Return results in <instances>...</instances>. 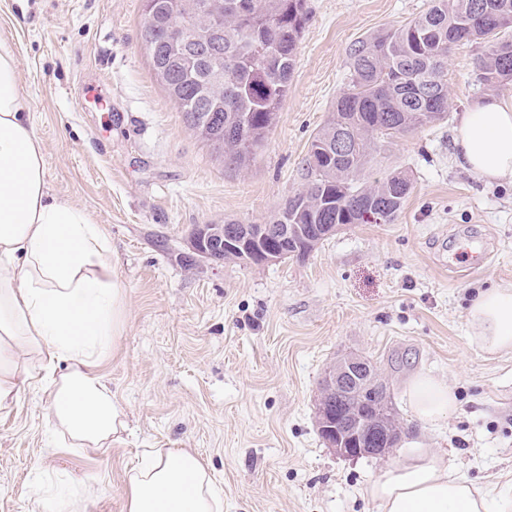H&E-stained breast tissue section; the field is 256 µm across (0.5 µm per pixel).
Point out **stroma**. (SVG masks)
<instances>
[{
	"label": "stroma",
	"instance_id": "1",
	"mask_svg": "<svg viewBox=\"0 0 512 512\" xmlns=\"http://www.w3.org/2000/svg\"><path fill=\"white\" fill-rule=\"evenodd\" d=\"M288 96L264 146L225 164L187 125L155 77L144 0H0L51 194L85 208L112 242L125 289L124 330L99 367L124 427L105 448L55 434L50 399L28 379L0 411V512H31L59 477L83 512H123L147 448H187L224 490V512H376L367 485L397 453L345 459L315 423L319 384L341 355L373 360L391 387L402 442L447 451L480 483L512 480V353L471 347L476 289L512 283V183L485 184L454 156L456 116L487 95L479 44L448 56L444 120L379 142L365 174L405 173L412 191L390 224H349L305 258L268 265L201 261L197 224H260L302 183L314 134L348 81L351 45L405 24L431 0H307ZM102 94L98 109L88 90ZM492 256L472 269L468 244ZM424 371L459 407L426 424L405 381Z\"/></svg>",
	"mask_w": 512,
	"mask_h": 512
}]
</instances>
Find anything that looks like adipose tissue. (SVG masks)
<instances>
[{"label":"adipose tissue","mask_w":512,"mask_h":512,"mask_svg":"<svg viewBox=\"0 0 512 512\" xmlns=\"http://www.w3.org/2000/svg\"><path fill=\"white\" fill-rule=\"evenodd\" d=\"M455 156L484 183L512 181V104L490 97L457 118ZM45 151L18 72L0 35V411L24 376L44 374L55 430L79 448L112 443L122 411L99 361L123 330L124 288L112 246L89 213L49 193ZM471 345L512 352V285L482 290L467 310ZM404 394L416 419L436 423L457 407L453 387L413 375ZM377 512H512V484H479L446 452L410 444L365 490ZM126 512H224V493L186 448H154L126 485Z\"/></svg>","instance_id":"obj_1"}]
</instances>
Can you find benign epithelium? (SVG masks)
Here are the masks:
<instances>
[{
	"instance_id": "obj_1",
	"label": "benign epithelium",
	"mask_w": 512,
	"mask_h": 512,
	"mask_svg": "<svg viewBox=\"0 0 512 512\" xmlns=\"http://www.w3.org/2000/svg\"><path fill=\"white\" fill-rule=\"evenodd\" d=\"M338 224H200L191 236V249L203 261L214 260L224 247L252 252L260 264L281 260L275 242L294 238L309 249L334 234ZM347 403L343 417L336 404ZM393 396L375 364L352 355L339 360L322 378L316 408V425L329 448L346 459L384 456L400 434L394 429Z\"/></svg>"
}]
</instances>
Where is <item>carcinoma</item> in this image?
<instances>
[{"mask_svg":"<svg viewBox=\"0 0 512 512\" xmlns=\"http://www.w3.org/2000/svg\"><path fill=\"white\" fill-rule=\"evenodd\" d=\"M156 21L144 22L152 69L188 125L193 113L219 115L198 135L236 167L265 142L288 97L300 35L309 21L306 0H154ZM512 0H432L425 13L399 27L356 41L349 76L332 120L309 150L327 149L343 134L347 153L305 161V183L268 224H391L411 192L407 175L392 172L367 184L365 167L377 142L448 115V54L460 42H479L478 81L512 82Z\"/></svg>","mask_w":512,"mask_h":512,"instance_id":"1","label":"carcinoma"}]
</instances>
